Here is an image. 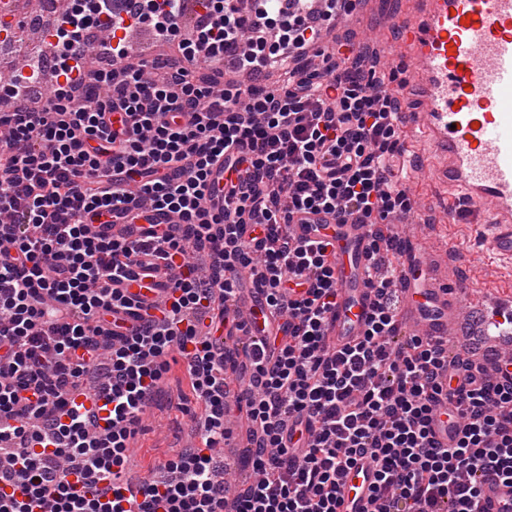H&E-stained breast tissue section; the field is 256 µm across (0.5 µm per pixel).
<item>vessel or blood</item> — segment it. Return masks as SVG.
<instances>
[{
    "mask_svg": "<svg viewBox=\"0 0 512 512\" xmlns=\"http://www.w3.org/2000/svg\"><path fill=\"white\" fill-rule=\"evenodd\" d=\"M400 40L419 70L409 92L422 105L421 111L403 113V121L432 144L441 161L440 179L470 204L487 246L512 261V0H419L418 17L401 25ZM291 230L299 237L334 238L340 296L327 336L338 347L353 343L371 304L368 225L329 224L323 215L310 214ZM402 272L400 287L414 333L446 342L456 296L469 288V278L440 285L427 277L414 279L410 265ZM125 288L146 303L164 293L154 278L127 282ZM497 308L512 309V292L476 297L467 316L477 323ZM252 310L238 331L247 342L267 333L264 309L256 304ZM454 410L448 403L434 414L432 430L440 446L457 434L449 420ZM374 482L372 464L358 459L342 486L343 512H370ZM480 494L488 512H512V485L489 477Z\"/></svg>",
    "mask_w": 512,
    "mask_h": 512,
    "instance_id": "b4317fda",
    "label": "vessel or blood"
}]
</instances>
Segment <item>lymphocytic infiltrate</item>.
I'll return each mask as SVG.
<instances>
[{
	"label": "lymphocytic infiltrate",
	"instance_id": "1",
	"mask_svg": "<svg viewBox=\"0 0 512 512\" xmlns=\"http://www.w3.org/2000/svg\"><path fill=\"white\" fill-rule=\"evenodd\" d=\"M355 0H201L179 32L181 0H69L53 25L54 69L87 78L32 92L42 66L17 69L0 107V499L11 512H126L99 489L123 468L143 412L179 351L207 406L200 446L184 448L137 486V512H342L356 457L376 469L375 512H484L485 475L512 483V361L486 368L421 336L400 338L397 236L370 244L374 297L364 329L338 349L326 330L339 292L329 237L288 230L294 214L337 224H402L409 149L396 75L349 36L322 50L324 20ZM148 25L174 57L133 59L112 26ZM101 32L100 63L79 49ZM125 120L112 124L113 113ZM223 166V181L212 178ZM175 215L137 239L115 224ZM210 262L209 274L188 253ZM253 274L258 302L283 333L253 342L247 379L230 388L219 331ZM163 273L160 303L120 286ZM104 369L93 394L84 374ZM460 417L438 447L442 400ZM89 409H81V402ZM110 405L105 420L92 410ZM245 409L257 473L226 499L215 475L224 420ZM455 412V404L445 403V405L435 412L432 422V430L437 443L445 448L457 434L458 429L450 422L448 413Z\"/></svg>",
	"mask_w": 512,
	"mask_h": 512
}]
</instances>
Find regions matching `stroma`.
I'll list each match as a JSON object with an SVG mask.
<instances>
[{
  "mask_svg": "<svg viewBox=\"0 0 512 512\" xmlns=\"http://www.w3.org/2000/svg\"><path fill=\"white\" fill-rule=\"evenodd\" d=\"M413 0H357L346 15L345 23L352 32L356 46H368L380 56L396 64L397 80L407 83L417 72L410 59L404 58L395 38L400 12H414ZM411 152L424 160L413 172L411 196L423 201L427 214L434 222L419 234L416 253L429 270L442 276L452 273L448 265V248L457 246L469 252V269L475 287L493 295L512 284V267L499 263L485 254L471 225V218L448 209V188L435 175L436 159L428 143L417 133L406 135ZM168 371L156 402L143 414L141 429L130 450V467L134 477L147 476L169 454L183 447L198 444L199 438L189 432L186 423L192 416L202 415L204 402L193 391L186 360L179 352L167 357Z\"/></svg>",
  "mask_w": 512,
  "mask_h": 512,
  "instance_id": "35a3bbf8",
  "label": "stroma"
}]
</instances>
